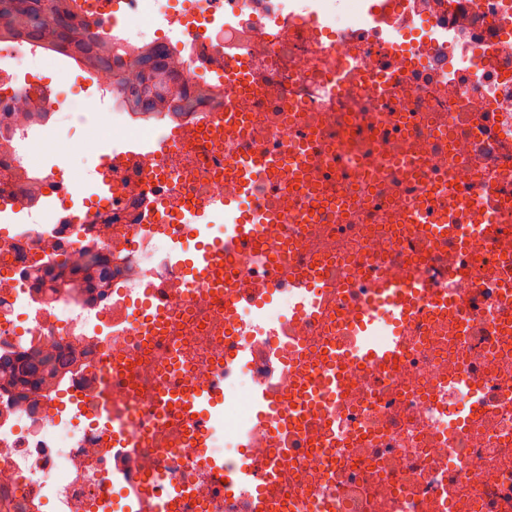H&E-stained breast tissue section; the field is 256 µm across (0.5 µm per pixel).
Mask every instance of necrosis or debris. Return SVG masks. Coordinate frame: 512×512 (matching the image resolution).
Here are the masks:
<instances>
[{
    "instance_id": "1",
    "label": "necrosis or debris",
    "mask_w": 512,
    "mask_h": 512,
    "mask_svg": "<svg viewBox=\"0 0 512 512\" xmlns=\"http://www.w3.org/2000/svg\"><path fill=\"white\" fill-rule=\"evenodd\" d=\"M82 0V16L132 53L157 43L174 60L186 110L112 115V141L153 143L184 133L176 150L112 170L108 204L86 205L82 223L45 207L59 191L38 158L59 107L14 71L44 55L37 44L0 38V361L46 360L35 386L0 372V512H100L132 473L188 486L177 512H237L266 486L278 512H512V0H122L123 21ZM243 66L249 86L198 83L199 72ZM135 71L103 72L79 94L73 119L86 125L82 153L103 149L101 104L120 99ZM246 115L241 134L193 127L226 97ZM302 159L301 179L259 181L243 209L273 200L282 212L263 240L281 254L269 273L251 253L235 268L255 296L287 286L301 269L327 279L319 316L293 319L291 339L271 337L284 361L280 400L326 372L324 352L343 343L352 284L371 277L431 295L450 290L453 311L420 308L403 327L396 363L343 372L340 397L303 416L299 448L252 432L248 394L264 374L234 371L224 415L210 438L253 481L225 489L185 441L188 422L159 409L161 393L210 382L230 339L252 327L251 307L229 320L224 304L190 286L156 256L181 239L198 243L182 214L235 185L215 161L244 150ZM499 204L481 226L459 211L453 187ZM160 199V224L141 226L144 193ZM448 217V236L411 237L412 216ZM168 288L167 327L146 336L151 286ZM112 407L129 447L107 448L95 409Z\"/></svg>"
}]
</instances>
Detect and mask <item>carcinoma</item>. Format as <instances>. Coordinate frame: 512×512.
Wrapping results in <instances>:
<instances>
[{"instance_id": "obj_1", "label": "carcinoma", "mask_w": 512, "mask_h": 512, "mask_svg": "<svg viewBox=\"0 0 512 512\" xmlns=\"http://www.w3.org/2000/svg\"><path fill=\"white\" fill-rule=\"evenodd\" d=\"M1 31L30 42L56 48L65 46L92 73L126 68L140 71L143 80L128 99L134 112H177L181 108L175 72L165 46L135 55L119 54L112 50L107 33L83 22L81 11L76 5L68 4V0H9L0 8ZM43 365V360L23 359L0 363V369L14 371L25 383L37 378Z\"/></svg>"}]
</instances>
